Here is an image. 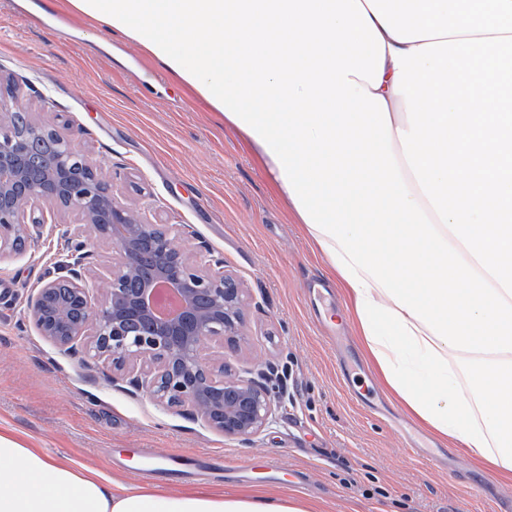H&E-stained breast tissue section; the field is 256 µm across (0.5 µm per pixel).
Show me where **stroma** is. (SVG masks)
Here are the masks:
<instances>
[{
  "label": "stroma",
  "instance_id": "obj_1",
  "mask_svg": "<svg viewBox=\"0 0 512 512\" xmlns=\"http://www.w3.org/2000/svg\"><path fill=\"white\" fill-rule=\"evenodd\" d=\"M99 35L69 0H0V101L85 150L121 203L183 227L199 259L223 258L245 291L244 336L206 352L240 372L272 364L287 397L265 431L227 439L183 408L115 386L110 364L55 346L26 313L66 250L52 233L27 253H0V435L133 485L114 449L283 464L194 475L184 491L251 487L322 512H512V486L448 449L378 383L342 293L258 150L142 45ZM330 305L336 350L318 325Z\"/></svg>",
  "mask_w": 512,
  "mask_h": 512
}]
</instances>
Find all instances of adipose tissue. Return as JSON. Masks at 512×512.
Returning a JSON list of instances; mask_svg holds the SVG:
<instances>
[{
	"label": "adipose tissue",
	"instance_id": "ef3b65f1",
	"mask_svg": "<svg viewBox=\"0 0 512 512\" xmlns=\"http://www.w3.org/2000/svg\"><path fill=\"white\" fill-rule=\"evenodd\" d=\"M261 152L403 405L512 482V0H69ZM0 512H316L0 435Z\"/></svg>",
	"mask_w": 512,
	"mask_h": 512
}]
</instances>
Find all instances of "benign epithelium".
I'll return each mask as SVG.
<instances>
[{
  "mask_svg": "<svg viewBox=\"0 0 512 512\" xmlns=\"http://www.w3.org/2000/svg\"><path fill=\"white\" fill-rule=\"evenodd\" d=\"M18 112L0 104V252L19 240L31 244L32 225L61 226L68 242L58 276L29 297L27 315L36 329L60 348L110 363L116 386L125 382L171 406L188 405L195 420L226 438L258 435L284 400L275 368L241 375L205 353L211 342L243 337L244 291L224 271V260L194 259L182 229L153 224L119 204L85 152L30 118L18 124ZM50 212L70 221H50ZM93 239L115 249L99 301L88 284ZM144 250L154 251L156 265L140 287L128 288ZM158 281L179 294L177 313L160 315L151 307Z\"/></svg>",
  "mask_w": 512,
  "mask_h": 512,
  "instance_id": "1",
  "label": "benign epithelium"
}]
</instances>
